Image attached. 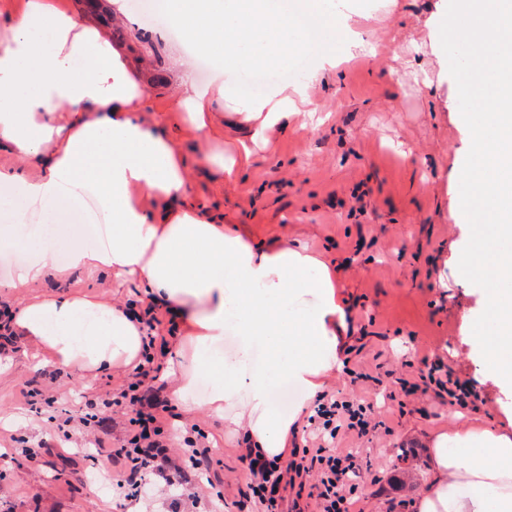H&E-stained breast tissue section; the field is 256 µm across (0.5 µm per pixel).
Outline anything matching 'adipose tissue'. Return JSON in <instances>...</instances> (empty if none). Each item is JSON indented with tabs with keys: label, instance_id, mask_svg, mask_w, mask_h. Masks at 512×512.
<instances>
[{
	"label": "adipose tissue",
	"instance_id": "ef3b65f1",
	"mask_svg": "<svg viewBox=\"0 0 512 512\" xmlns=\"http://www.w3.org/2000/svg\"><path fill=\"white\" fill-rule=\"evenodd\" d=\"M180 83L177 105L203 144L192 164L174 136L147 119L146 93L103 26L54 0H22L9 11L0 23V151L21 166L0 169V213L10 217L0 244L40 255L9 286L19 293L49 276L102 270L134 283L142 300L175 314L177 333L165 348L178 365L171 401L225 418L254 451L281 462L293 425L343 365L336 276L304 249L251 244L189 202L192 166L230 177L251 150L212 154L216 115L231 92L197 87L187 66ZM315 110L301 90L274 86L239 121L256 143ZM29 166L37 177L26 174ZM85 198L96 200L106 239L73 250L65 266L50 265L41 256L44 226L57 223L59 204ZM10 326L54 367L85 377L144 360L141 326L119 300L35 298L13 311ZM230 332L234 354L215 356ZM280 381L301 392L285 416L270 412ZM430 453L415 512H512L511 432L465 425L432 435Z\"/></svg>",
	"mask_w": 512,
	"mask_h": 512
}]
</instances>
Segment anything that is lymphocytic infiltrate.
I'll return each mask as SVG.
<instances>
[{
  "label": "lymphocytic infiltrate",
  "instance_id": "obj_1",
  "mask_svg": "<svg viewBox=\"0 0 512 512\" xmlns=\"http://www.w3.org/2000/svg\"><path fill=\"white\" fill-rule=\"evenodd\" d=\"M162 370L161 364L148 357L132 373L133 380L122 388L109 407L126 411L129 429L124 443L117 448V455L129 459L139 471H162L171 468L163 441L164 420L169 410L167 402L154 393V384ZM435 386L447 394L450 404L465 408L477 404L479 396L466 384L453 379L441 361L427 363L419 382L403 385L405 394H415L420 385ZM372 405L338 401L335 396L320 394L309 416L312 444L303 449H292V461L280 466L276 461L253 454L245 460L257 483L251 491L265 505L266 512H279L280 491L285 487L305 489V478L316 475L314 486L320 512H355V477L361 470V458L354 451H336L326 439L336 436L339 428L365 434Z\"/></svg>",
  "mask_w": 512,
  "mask_h": 512
}]
</instances>
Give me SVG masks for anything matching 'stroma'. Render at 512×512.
<instances>
[{
    "label": "stroma",
    "instance_id": "35a3bbf8",
    "mask_svg": "<svg viewBox=\"0 0 512 512\" xmlns=\"http://www.w3.org/2000/svg\"><path fill=\"white\" fill-rule=\"evenodd\" d=\"M155 0H127L150 43L129 36L134 66L152 100V117L173 132L179 149L194 159L198 142L174 101L179 63L188 49L174 33H158L149 7ZM448 0H374L352 7L353 22L374 47L303 86L318 118L273 128L266 143L232 178L193 169L191 197L245 230L257 244L286 240L324 260L335 271L346 313L338 334L347 340L343 367L326 391L338 399L373 404L366 435L339 432L336 446L363 462L356 480L357 512H414L413 499L428 474L427 440L453 432L460 422L477 428L512 425V391L483 369L470 343L484 311L483 289L458 270L470 228L460 207L459 180L469 151L458 91L440 45L439 25ZM24 260L0 249V301L59 290L97 299L121 298L112 277L76 274L65 284L47 279L23 295L7 289ZM442 361L453 377L475 390L470 411L434 390L405 395L402 381H418L421 357ZM131 379L130 370L78 378L33 358L21 337L0 349V512H175L179 485L155 472H132L113 455L127 417L103 399ZM93 405L90 426L55 422L64 410ZM167 454L206 498L224 496V512H262L242 492L252 477L241 457L243 440L223 418L184 414L170 407L165 421ZM209 436L212 459L196 469L183 448L195 431ZM35 449L36 458L26 455ZM142 485L146 500L119 498L96 474Z\"/></svg>",
    "mask_w": 512,
    "mask_h": 512
}]
</instances>
